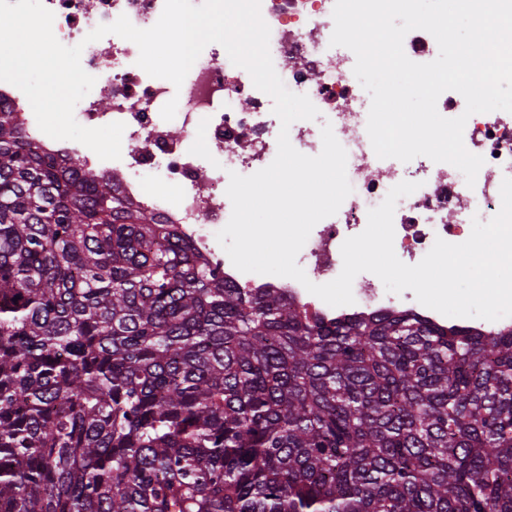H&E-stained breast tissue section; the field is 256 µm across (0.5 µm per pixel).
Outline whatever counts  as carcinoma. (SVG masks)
Masks as SVG:
<instances>
[{"mask_svg": "<svg viewBox=\"0 0 512 512\" xmlns=\"http://www.w3.org/2000/svg\"><path fill=\"white\" fill-rule=\"evenodd\" d=\"M0 512H512V328L231 287L0 104Z\"/></svg>", "mask_w": 512, "mask_h": 512, "instance_id": "obj_1", "label": "carcinoma"}]
</instances>
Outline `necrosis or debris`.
<instances>
[{"instance_id": "obj_1", "label": "necrosis or debris", "mask_w": 512, "mask_h": 512, "mask_svg": "<svg viewBox=\"0 0 512 512\" xmlns=\"http://www.w3.org/2000/svg\"><path fill=\"white\" fill-rule=\"evenodd\" d=\"M55 15L53 31L64 45H82L81 64L95 77L90 93L75 107L77 122L100 127L125 123L124 149L117 160L86 156L113 191L174 225L225 282L238 288H272L310 313L333 321L358 314L413 313L439 326L448 317L420 304L412 291L387 292L372 273L358 274L354 304L332 307L295 279L243 273L216 239L228 223L232 204L226 195L230 172L248 176L267 167L277 153L280 120L272 99L255 88L249 73L214 48L199 56L181 87L149 76L137 64L138 47L109 34L86 42L98 25L127 16L141 29L159 19L164 0H42ZM335 0H261L270 28L274 68L292 92L307 95L331 124L347 152L346 172L353 188L338 212L318 222L297 256L310 281L334 280L343 267L341 246L364 231L368 212L403 181L417 183L394 214V250L405 264L419 263L435 239L458 244L468 235L463 213L496 211L500 186L512 173V114L492 111L467 116L466 149L482 156L474 186L454 166L419 156L395 166L375 154L362 112L364 89L353 73L355 56L330 38ZM177 99L174 119L162 107Z\"/></svg>"}]
</instances>
